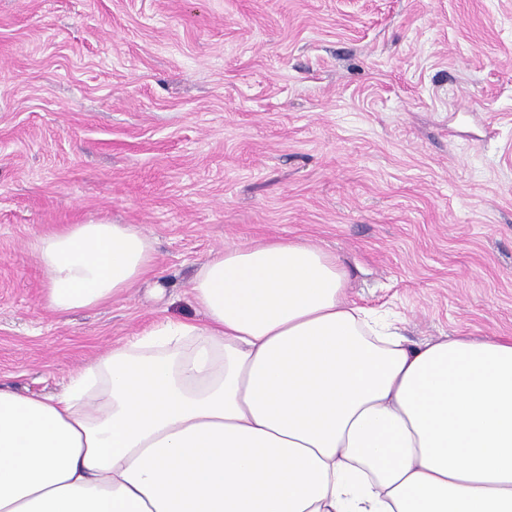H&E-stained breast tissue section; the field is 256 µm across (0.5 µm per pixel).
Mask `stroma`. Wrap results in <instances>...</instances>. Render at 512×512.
<instances>
[{
	"mask_svg": "<svg viewBox=\"0 0 512 512\" xmlns=\"http://www.w3.org/2000/svg\"><path fill=\"white\" fill-rule=\"evenodd\" d=\"M154 242L150 285L43 306L37 233ZM304 238L408 339L512 336V0H0V386L58 392L230 244Z\"/></svg>",
	"mask_w": 512,
	"mask_h": 512,
	"instance_id": "35a3bbf8",
	"label": "stroma"
}]
</instances>
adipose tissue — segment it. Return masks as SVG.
I'll return each mask as SVG.
<instances>
[{
    "label": "adipose tissue",
    "mask_w": 512,
    "mask_h": 512,
    "mask_svg": "<svg viewBox=\"0 0 512 512\" xmlns=\"http://www.w3.org/2000/svg\"><path fill=\"white\" fill-rule=\"evenodd\" d=\"M44 305L153 272L132 224L39 233ZM303 239L228 245L199 316L113 346L51 395L0 387V512H512V336L411 343Z\"/></svg>",
    "instance_id": "adipose-tissue-1"
}]
</instances>
